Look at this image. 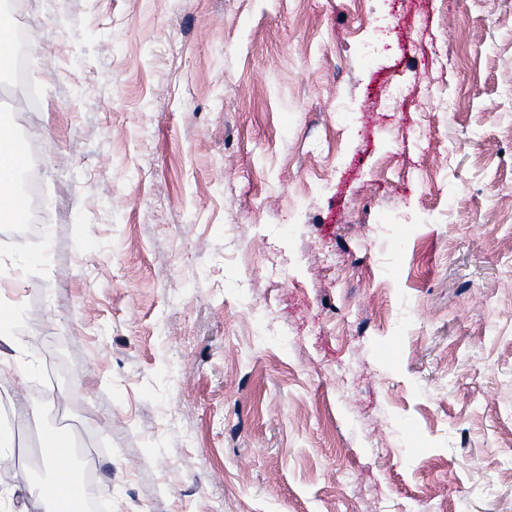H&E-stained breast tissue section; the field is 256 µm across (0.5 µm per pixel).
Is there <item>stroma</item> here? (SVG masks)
I'll return each instance as SVG.
<instances>
[{
	"instance_id": "obj_1",
	"label": "stroma",
	"mask_w": 512,
	"mask_h": 512,
	"mask_svg": "<svg viewBox=\"0 0 512 512\" xmlns=\"http://www.w3.org/2000/svg\"><path fill=\"white\" fill-rule=\"evenodd\" d=\"M19 15L35 413L2 377L0 427L94 426L108 512H512V0Z\"/></svg>"
}]
</instances>
